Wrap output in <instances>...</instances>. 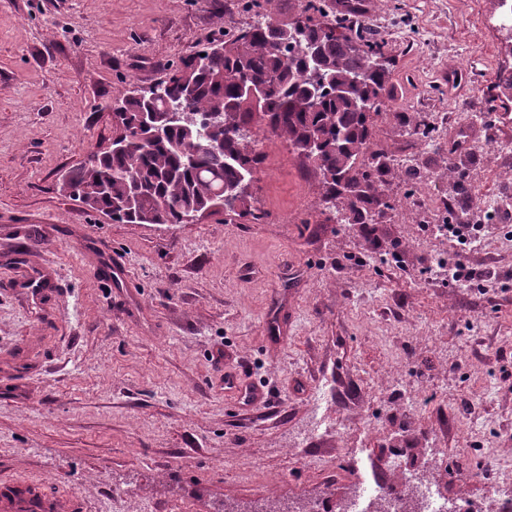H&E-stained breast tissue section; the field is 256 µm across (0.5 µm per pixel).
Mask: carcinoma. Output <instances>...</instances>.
Returning a JSON list of instances; mask_svg holds the SVG:
<instances>
[{
    "instance_id": "carcinoma-1",
    "label": "carcinoma",
    "mask_w": 512,
    "mask_h": 512,
    "mask_svg": "<svg viewBox=\"0 0 512 512\" xmlns=\"http://www.w3.org/2000/svg\"><path fill=\"white\" fill-rule=\"evenodd\" d=\"M254 21L241 32L217 38L203 53L171 66L157 83L151 104L133 88L113 105L123 146L100 153L96 163L66 181L69 196L119 224H186L188 217L212 207L220 193L256 176L264 156L255 129L288 141L303 152L311 138L321 141L308 161L322 178L325 202L342 204L348 218L367 220L364 204L379 197L384 163L371 150L370 113L385 107L391 73L379 64L384 42L365 25L347 24L352 9L331 27L304 23L301 40L290 25L274 21L261 0H249ZM318 57L326 83L312 93L314 78L305 49ZM245 81L264 87V106L256 112L239 95ZM181 105L195 113L197 125H168L160 137H147L141 113L161 114ZM139 197L123 206L131 183ZM222 214L260 224L268 213L257 199Z\"/></svg>"
}]
</instances>
